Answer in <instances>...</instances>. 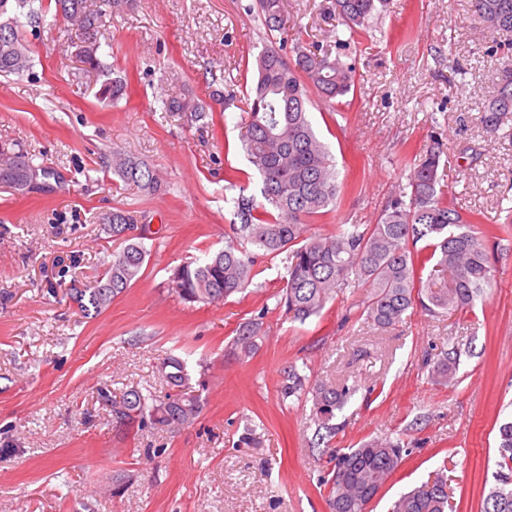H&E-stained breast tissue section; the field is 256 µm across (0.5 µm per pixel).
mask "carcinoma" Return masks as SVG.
<instances>
[{"label": "carcinoma", "mask_w": 512, "mask_h": 512, "mask_svg": "<svg viewBox=\"0 0 512 512\" xmlns=\"http://www.w3.org/2000/svg\"><path fill=\"white\" fill-rule=\"evenodd\" d=\"M36 0H0V76L22 77L29 71V49L22 32L27 25L51 28L58 18L70 24L76 56L87 72L103 68L102 42L112 14L126 0H55L56 14L48 16L35 7ZM386 0H333L332 7L349 30V39L360 35L359 27ZM473 12L484 37L488 56L507 55L512 50V0H472ZM258 11L269 33L288 38L283 0H258ZM347 39V40H349ZM347 40L336 34L342 51ZM285 60L274 47L264 48L256 58V82L248 97L242 126V145L248 162L260 178L259 194L239 186L232 198L239 223L229 225L224 249L180 265L170 282L178 297L189 303H219L248 287L255 277L260 256L281 257L284 275L278 306L301 323L321 314L326 304L347 288H367L360 316L368 323L390 328L402 323L415 303L428 310L453 315L474 307L478 298L494 288L490 259L483 240L492 231L479 219L464 215L444 200L438 170L444 144L435 136L413 161L407 189L388 200L374 224H347L334 235H310L308 226L328 213L340 190L327 145L316 135L308 112L310 94L327 103L347 96L355 86V70L329 50H293ZM126 91L121 80L101 86L99 95L116 100ZM169 112H190L200 117L199 104L191 97H174L166 103ZM512 115V64L496 74L494 94L481 108L480 122L496 131ZM117 172L127 181L148 189L155 184L143 162L116 155ZM44 178L53 172L24 152L0 147V184L19 191L29 188L28 176ZM277 211L268 217V209ZM131 226L122 210L112 212L110 230L119 237ZM428 239V252L415 250ZM148 251L142 243L124 240L112 253L104 273L94 284L72 287L68 296L86 318L101 314L137 279ZM261 322L244 325L235 345L243 355L252 353ZM472 350L448 349L432 370L433 378L450 384L463 357ZM161 369L170 392L160 398L130 390L112 401L115 419L127 427L134 424L185 425L199 410V396L192 393L191 377L184 361L168 357ZM296 366L288 367L282 396L311 398L312 414L326 436L336 432L329 424L356 392L316 382ZM495 485L490 487L481 512H512V418L497 430ZM404 448L389 438L372 439L358 448L336 454V470L329 494L331 512H366L402 460ZM448 485L443 477L425 480L393 501L389 512H448Z\"/></svg>", "instance_id": "carcinoma-1"}]
</instances>
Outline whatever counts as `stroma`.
I'll list each match as a JSON object with an SVG mask.
<instances>
[{
	"instance_id": "35a3bbf8",
	"label": "stroma",
	"mask_w": 512,
	"mask_h": 512,
	"mask_svg": "<svg viewBox=\"0 0 512 512\" xmlns=\"http://www.w3.org/2000/svg\"><path fill=\"white\" fill-rule=\"evenodd\" d=\"M329 3L284 0L283 57L333 42L341 24ZM23 37L29 71L0 76V144L54 175L24 192L0 184V512H331V451L374 437L407 451L367 512H388L438 471L453 512H481L497 429L512 415V226L486 240L496 287L466 315L418 306L380 329L359 316L366 290L349 288L294 322L277 306V257L258 258L252 284L223 303L183 302L172 268L223 248L235 183L258 181L240 144L254 60L269 43L256 0H129L97 76L81 70L63 27ZM482 44L471 0H389L368 19L345 56L354 92L309 105L340 185L313 232L376 223L435 134L449 202L496 222L499 200L512 198V119L494 134L479 121L503 64ZM115 78L128 83L123 98L99 101ZM187 93L203 117L166 110L165 99ZM117 152L147 164L157 190L124 181ZM116 209L148 256L140 278L87 319L66 290L98 279L120 249L107 224ZM257 317L255 348L240 356L234 340ZM453 343L474 354L455 384H436L429 372ZM169 355L185 361L200 397L195 421L116 423L101 390L164 395L158 364ZM291 365L357 388L327 451L312 446L310 403L281 397ZM248 430L257 447L240 446Z\"/></svg>"
}]
</instances>
